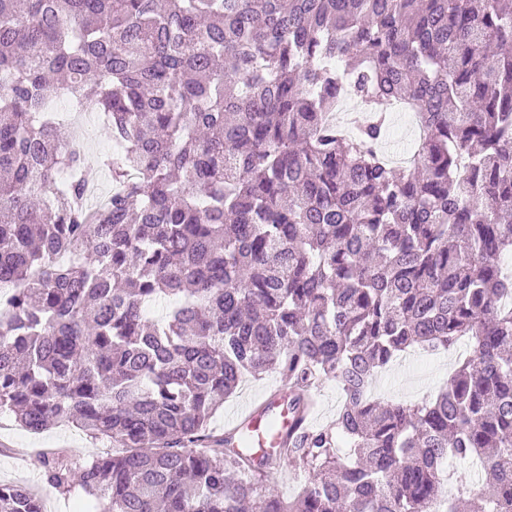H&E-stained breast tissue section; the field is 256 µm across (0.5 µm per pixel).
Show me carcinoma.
Listing matches in <instances>:
<instances>
[{"label":"carcinoma","mask_w":512,"mask_h":512,"mask_svg":"<svg viewBox=\"0 0 512 512\" xmlns=\"http://www.w3.org/2000/svg\"><path fill=\"white\" fill-rule=\"evenodd\" d=\"M57 98L113 151L89 162ZM394 104L423 129L405 168L379 153ZM509 253L504 0H0V415L120 448L46 466L99 512H512ZM462 339L432 399L368 393ZM272 370L275 453L207 433ZM322 380L344 403L313 429ZM283 460L309 475L288 502ZM450 460L480 489L443 497ZM0 512L43 508L0 484ZM83 117L88 132H92L91 137L86 139V152L88 158L94 161L98 155L108 151L112 143L96 112H86Z\"/></svg>","instance_id":"1"}]
</instances>
